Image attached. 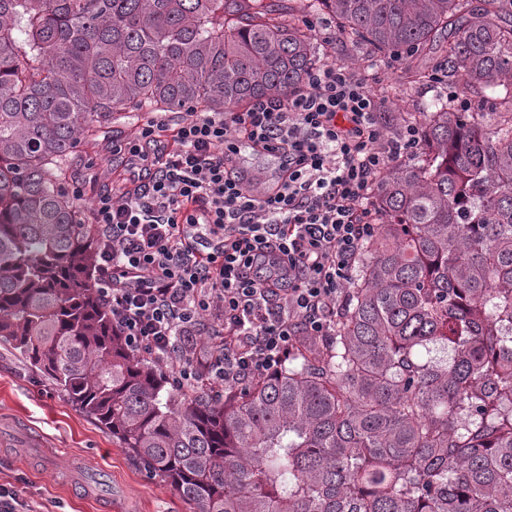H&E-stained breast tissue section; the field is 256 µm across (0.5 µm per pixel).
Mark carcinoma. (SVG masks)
Here are the masks:
<instances>
[{"label": "carcinoma", "mask_w": 512, "mask_h": 512, "mask_svg": "<svg viewBox=\"0 0 512 512\" xmlns=\"http://www.w3.org/2000/svg\"><path fill=\"white\" fill-rule=\"evenodd\" d=\"M240 2L0 0V342L194 512H512V0L310 3L377 54L441 44L477 97L403 116L421 148L376 177L330 336L213 399L168 389L112 328L60 159L117 110L240 112L301 87L302 17L228 20Z\"/></svg>", "instance_id": "cac0c4a2"}]
</instances>
